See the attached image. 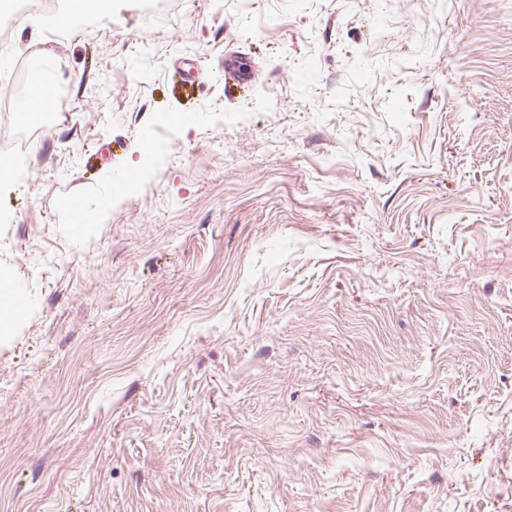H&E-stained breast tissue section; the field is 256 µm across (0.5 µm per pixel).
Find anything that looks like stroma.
Returning <instances> with one entry per match:
<instances>
[{
	"label": "stroma",
	"instance_id": "35a3bbf8",
	"mask_svg": "<svg viewBox=\"0 0 512 512\" xmlns=\"http://www.w3.org/2000/svg\"><path fill=\"white\" fill-rule=\"evenodd\" d=\"M52 17L0 48L60 94L0 130V512H512V0ZM24 303L21 300L17 289L1 278L0 281V333L7 332L13 321L23 309Z\"/></svg>",
	"mask_w": 512,
	"mask_h": 512
}]
</instances>
